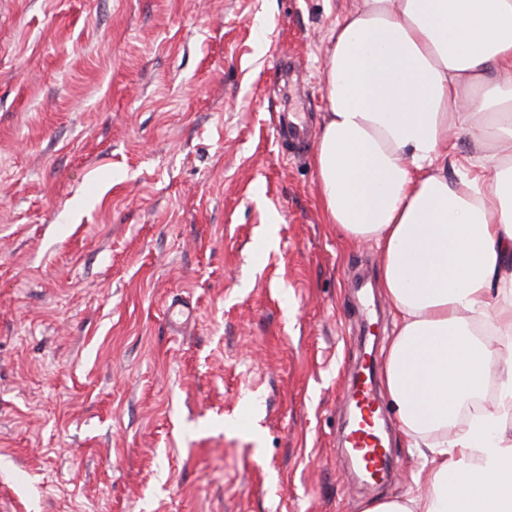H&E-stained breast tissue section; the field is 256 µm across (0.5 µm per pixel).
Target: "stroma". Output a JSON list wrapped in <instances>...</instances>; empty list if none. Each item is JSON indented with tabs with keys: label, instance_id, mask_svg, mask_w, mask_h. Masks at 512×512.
I'll return each mask as SVG.
<instances>
[{
	"label": "stroma",
	"instance_id": "35a3bbf8",
	"mask_svg": "<svg viewBox=\"0 0 512 512\" xmlns=\"http://www.w3.org/2000/svg\"><path fill=\"white\" fill-rule=\"evenodd\" d=\"M356 2L0 0V512H361L426 477L394 425L383 486L336 466L359 320H395L316 192Z\"/></svg>",
	"mask_w": 512,
	"mask_h": 512
}]
</instances>
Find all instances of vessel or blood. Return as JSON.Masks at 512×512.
<instances>
[{
	"instance_id": "1",
	"label": "vessel or blood",
	"mask_w": 512,
	"mask_h": 512,
	"mask_svg": "<svg viewBox=\"0 0 512 512\" xmlns=\"http://www.w3.org/2000/svg\"><path fill=\"white\" fill-rule=\"evenodd\" d=\"M373 337H359L362 349L349 383L345 402L349 412L341 424L342 466L365 484L383 479L391 468L385 438L389 421L376 388L377 360L371 349Z\"/></svg>"
}]
</instances>
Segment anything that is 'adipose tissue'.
Instances as JSON below:
<instances>
[{
  "label": "adipose tissue",
  "instance_id": "adipose-tissue-1",
  "mask_svg": "<svg viewBox=\"0 0 512 512\" xmlns=\"http://www.w3.org/2000/svg\"><path fill=\"white\" fill-rule=\"evenodd\" d=\"M330 41L318 198L382 255L385 388L427 451L362 512H512V0H359ZM457 129L486 156L452 182Z\"/></svg>",
  "mask_w": 512,
  "mask_h": 512
}]
</instances>
